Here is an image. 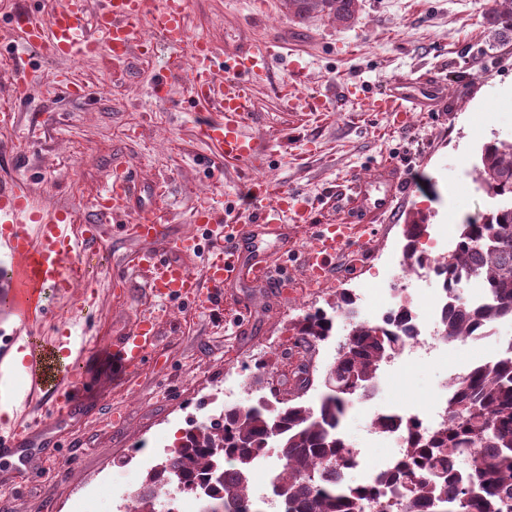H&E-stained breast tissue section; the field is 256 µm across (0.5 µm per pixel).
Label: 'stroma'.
<instances>
[{
  "label": "stroma",
  "instance_id": "obj_1",
  "mask_svg": "<svg viewBox=\"0 0 512 512\" xmlns=\"http://www.w3.org/2000/svg\"><path fill=\"white\" fill-rule=\"evenodd\" d=\"M59 2L0 0V32L6 34L0 42V106L13 107L17 117L14 127H0V182L27 179L43 210L70 209L78 218L91 217V204L113 169L127 165L166 187L161 195L143 191L137 210L163 211L176 233L191 232L202 240L204 229L192 221L197 208L218 207L228 223H248L249 183L264 179L307 202L309 222L290 228L299 248L318 225L350 217L348 208L333 207L329 200L348 188L351 177H367L379 165L392 164L407 187L397 212L379 223L369 241L382 255L368 271L356 269L346 255L337 276L298 288L294 281L303 272L297 255L288 254L279 260L282 286H226L222 323L187 302L168 304L149 366L127 384L113 371L106 347L141 310L154 305L140 276H133L129 294L114 279L116 272L130 269L139 242L116 224L103 227L94 246L102 264L92 284L43 295L48 316L32 325V333L53 338L62 314L73 336L90 342L85 372L76 380L85 392L87 414L57 429L79 455L71 477L62 481L55 477L54 460L38 462L27 474L1 463L0 512H83L89 502L100 512H125L131 499L118 496V489L127 492L143 480L177 445L188 421L202 422L223 411L225 372L237 379L240 405L259 397L262 382L288 378L297 363L292 323L305 312L330 310L341 291L354 294L362 320H375L387 304L385 289L400 283L404 273L403 229L409 218L428 214L426 240L440 251L446 247L438 237L440 225H447L454 238L468 217L485 211L489 200L478 190L473 169L485 143L512 140V34L488 28L484 14L491 0H359L349 25L316 15L297 17L287 0H190L191 37H207L222 51L277 41L272 81L288 80L302 69L304 92L329 103L325 112L289 108L269 83H258L257 118L247 132L265 154L256 165L230 161L219 168L211 163L213 147L196 134L197 125L216 110L189 100L177 52L159 38L151 58L127 64L103 54L77 62L35 57L40 80L28 102H13L9 56L20 38L9 34L6 11L13 6L39 19ZM61 69L89 87L88 99H69L56 89L52 76ZM160 71L173 74L165 102L150 94ZM428 77L438 81L442 102L406 113L400 123L392 113L373 111V101L390 83L416 84ZM91 288L99 300L89 313L83 296ZM349 329L348 318L337 316L331 336L320 343L314 384L303 397L307 405L318 403ZM511 340L512 322L504 320L478 343L452 341L433 357L406 358L380 374L379 399L352 400L339 429L363 453L362 466L347 472V482L365 481L394 454L365 441L374 412H430L445 375L466 372L476 358L497 356Z\"/></svg>",
  "mask_w": 512,
  "mask_h": 512
}]
</instances>
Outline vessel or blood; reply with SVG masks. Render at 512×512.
<instances>
[{
	"instance_id": "b4317fda",
	"label": "vessel or blood",
	"mask_w": 512,
	"mask_h": 512,
	"mask_svg": "<svg viewBox=\"0 0 512 512\" xmlns=\"http://www.w3.org/2000/svg\"><path fill=\"white\" fill-rule=\"evenodd\" d=\"M187 9L188 0H97L92 9L87 0H63L43 21L14 12L11 28L22 38L20 48L10 56L16 100L26 101L28 88L38 78L32 66L34 56L76 60L105 52L127 63L149 55L154 37L174 47L184 44ZM194 54L196 64L185 74L189 96L192 101L215 105L220 113L199 127L201 137L216 148L213 164L256 161L260 146L245 129L254 117L252 86L269 70L272 44H250L224 55L211 43L199 41ZM438 90L430 80L398 83L383 94L376 109L408 112L436 97ZM137 188L131 170L116 167L96 204L94 221L79 224L68 210L45 213L38 209L25 182L0 186V252L13 259L10 269L0 275V299L10 305L19 327L42 318V292L66 290L85 278L102 225L123 222L125 234L143 242L134 268L158 307L140 313L128 331L113 337L108 345L113 367L127 380L151 360L159 340L163 304L184 300L203 311L220 310L229 283L274 285V266L266 254L247 255L243 247L266 237L279 252H287L288 225L300 219L299 209L289 204L287 195H273L271 186L263 183L251 187L254 197L265 203L255 222L229 224L223 211L198 208L193 221L205 228L211 240L204 271L198 275L185 261L187 255L198 252L197 237H174L172 226L164 220L145 213L133 215L131 203ZM353 188L355 220L318 226L300 254L303 274L311 282L328 280L340 255L364 249L369 237L377 233V221L393 212L404 194L405 180L398 169L386 165L370 178L354 181ZM27 348L23 366L30 386L24 392V410L8 431L0 433V460L19 472L31 470L55 446V422L74 416L79 399L71 380L81 374L87 352L86 345L69 347L51 340L31 341Z\"/></svg>"
}]
</instances>
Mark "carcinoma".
Segmentation results:
<instances>
[{"instance_id": "cac0c4a2", "label": "carcinoma", "mask_w": 512, "mask_h": 512, "mask_svg": "<svg viewBox=\"0 0 512 512\" xmlns=\"http://www.w3.org/2000/svg\"><path fill=\"white\" fill-rule=\"evenodd\" d=\"M294 14H319L343 24L355 20L357 0H288ZM491 28L512 32V0H494L484 15ZM477 178L492 204L460 225L458 248L447 262L420 249L427 216L404 229L406 265H434L452 304L436 335L459 339L477 325L512 321V140L481 149ZM476 280L488 300L471 305L460 288ZM333 316L316 309L294 324V347L305 352L331 336ZM402 336L366 322L354 323L330 370L331 386L316 406L263 399L232 405L214 419L186 431L176 450L147 473L136 495L140 512H158L163 482L198 492L205 512H261L250 491L257 459L275 452L282 476L272 495L284 512H388L393 496L403 512H512V342L498 358L478 364L453 381L448 421L423 433L413 419H400L404 446L394 464L364 484L345 481L356 467L354 450L339 435L352 397L373 386L380 363L394 354ZM232 461L226 468L225 462Z\"/></svg>"}]
</instances>
